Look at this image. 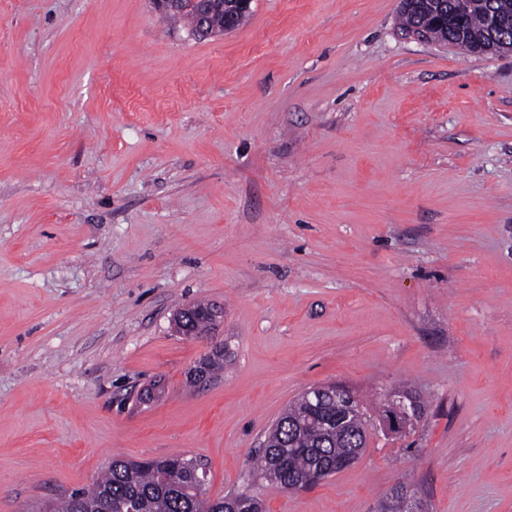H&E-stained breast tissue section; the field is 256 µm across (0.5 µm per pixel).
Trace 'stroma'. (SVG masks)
Returning a JSON list of instances; mask_svg holds the SVG:
<instances>
[{
	"label": "stroma",
	"instance_id": "35a3bbf8",
	"mask_svg": "<svg viewBox=\"0 0 512 512\" xmlns=\"http://www.w3.org/2000/svg\"><path fill=\"white\" fill-rule=\"evenodd\" d=\"M399 2L253 0L201 38L153 0H0V512L116 455L201 459L266 512L401 483L512 512V53L404 36ZM198 301L209 340L173 325ZM331 383L424 412L313 488L255 480Z\"/></svg>",
	"mask_w": 512,
	"mask_h": 512
}]
</instances>
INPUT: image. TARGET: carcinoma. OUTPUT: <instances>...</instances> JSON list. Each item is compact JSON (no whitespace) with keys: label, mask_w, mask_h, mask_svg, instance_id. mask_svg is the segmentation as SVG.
I'll return each mask as SVG.
<instances>
[{"label":"carcinoma","mask_w":512,"mask_h":512,"mask_svg":"<svg viewBox=\"0 0 512 512\" xmlns=\"http://www.w3.org/2000/svg\"><path fill=\"white\" fill-rule=\"evenodd\" d=\"M442 12L456 10V0H414L400 6L403 34L423 32L433 41L449 44L470 54L512 52V28L492 44L484 36L487 24V0L458 16L451 30L435 22L437 6ZM177 332L190 337L209 333L212 328L174 319ZM362 400L354 397L356 415L339 427L330 426L325 417L336 415V399H324L321 409L311 408L302 397L288 406L271 428L258 458L260 475L284 490L300 483L311 488L344 469L350 455L368 443V420L361 409ZM193 458L184 455L112 460L108 471L87 489L79 500L70 494L49 512H231L232 498L212 499L207 485L199 484L191 468Z\"/></svg>","instance_id":"obj_1"}]
</instances>
